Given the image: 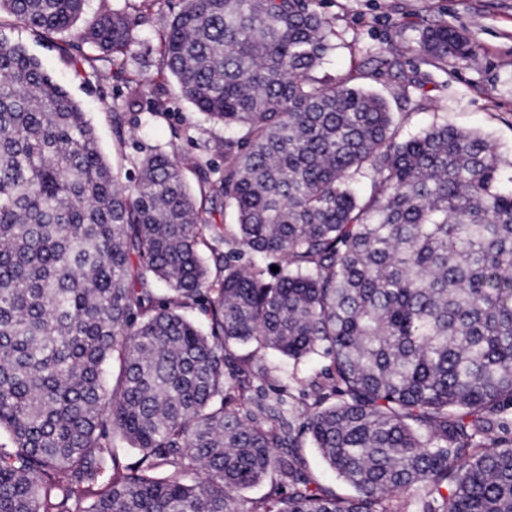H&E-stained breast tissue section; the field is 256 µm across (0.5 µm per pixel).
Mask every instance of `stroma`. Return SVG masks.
<instances>
[{"instance_id":"35a3bbf8","label":"stroma","mask_w":512,"mask_h":512,"mask_svg":"<svg viewBox=\"0 0 512 512\" xmlns=\"http://www.w3.org/2000/svg\"><path fill=\"white\" fill-rule=\"evenodd\" d=\"M316 8L336 33V48L321 64L320 76L379 91L402 118L404 132L431 121L475 129L505 159H512V0H317ZM171 16L168 9L156 16L131 56L116 59L115 69L103 78L76 74L58 38L39 36L7 15L0 16V43L23 46L81 105L116 174L133 170L147 153L174 147L188 158L207 155L220 170L224 158L215 148L224 140L223 125L208 121L180 97L164 65L161 34ZM440 20L463 30L480 47L474 59L453 63L445 72L415 51L422 29ZM378 46L390 48L405 71L425 78L423 94L408 96L399 83L382 84L370 77L369 53ZM127 78L149 82L139 106L128 110L123 107ZM117 108L124 111L120 139L113 130ZM255 358L271 365L262 385L280 393L287 410L295 413L309 403L299 381L310 366L295 367L264 351Z\"/></svg>"}]
</instances>
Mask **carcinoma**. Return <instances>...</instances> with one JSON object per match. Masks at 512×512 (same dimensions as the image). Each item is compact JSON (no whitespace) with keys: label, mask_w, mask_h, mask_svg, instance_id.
I'll return each instance as SVG.
<instances>
[{"label":"carcinoma","mask_w":512,"mask_h":512,"mask_svg":"<svg viewBox=\"0 0 512 512\" xmlns=\"http://www.w3.org/2000/svg\"><path fill=\"white\" fill-rule=\"evenodd\" d=\"M164 1L82 28L87 0L0 13L65 36L79 72ZM334 36L315 0H179L165 66L230 131L221 175L191 161L196 194L174 151L114 175L80 105L0 44V512H409L414 488L415 512H512V162L446 124L403 136L380 94L316 76ZM476 50L440 23L415 47L443 71ZM219 198L236 223H209ZM247 346L330 358L295 418ZM303 434L354 494L309 473Z\"/></svg>","instance_id":"obj_1"}]
</instances>
